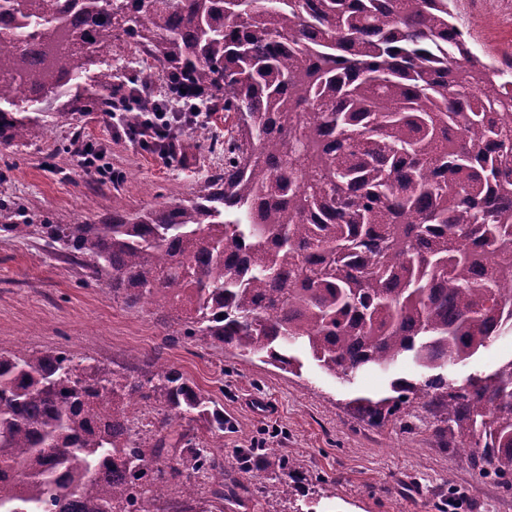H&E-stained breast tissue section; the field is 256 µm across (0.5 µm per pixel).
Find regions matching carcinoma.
Wrapping results in <instances>:
<instances>
[{"instance_id": "carcinoma-1", "label": "carcinoma", "mask_w": 512, "mask_h": 512, "mask_svg": "<svg viewBox=\"0 0 512 512\" xmlns=\"http://www.w3.org/2000/svg\"><path fill=\"white\" fill-rule=\"evenodd\" d=\"M451 2L69 0L79 31L59 0H3L1 142L59 102L140 128L154 74L129 87L91 69L122 38L224 113V169L107 224L0 213V231L59 242L126 306L283 370L301 368L294 345L338 378L409 355L422 378L359 410L437 404L480 474L512 487V358L460 386L438 373L512 333V73L472 52ZM136 404L157 411L146 444ZM227 426L157 356L134 376L0 348V512H151L201 474L199 512H224V465L197 430Z\"/></svg>"}]
</instances>
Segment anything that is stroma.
<instances>
[{
  "label": "stroma",
  "mask_w": 512,
  "mask_h": 512,
  "mask_svg": "<svg viewBox=\"0 0 512 512\" xmlns=\"http://www.w3.org/2000/svg\"><path fill=\"white\" fill-rule=\"evenodd\" d=\"M458 21L478 54L512 61V8L503 0H455ZM94 141L120 182L83 171L78 150ZM179 156L167 161L136 142L115 138L112 121L98 112H42L26 144H0V206L22 210L33 222L99 224L114 205L135 212L175 195L192 198L196 180L224 163V153L178 133ZM146 305L125 306L101 281L88 277L59 244L18 240L0 231V347L24 341L29 349H65L112 369L160 355L196 389L216 400L232 423L223 438L201 434L224 464L234 491L224 512H512V489L480 477L471 458L449 435L433 404L404 407L376 421L354 401L391 396L390 383L411 379L418 367L400 359L389 371L371 370L354 383L322 373L312 361L286 372L262 356H242L178 336ZM512 357V334L499 337L448 377L494 370ZM260 460L243 467L241 455ZM288 478L290 496L266 486Z\"/></svg>",
  "instance_id": "obj_1"
}]
</instances>
